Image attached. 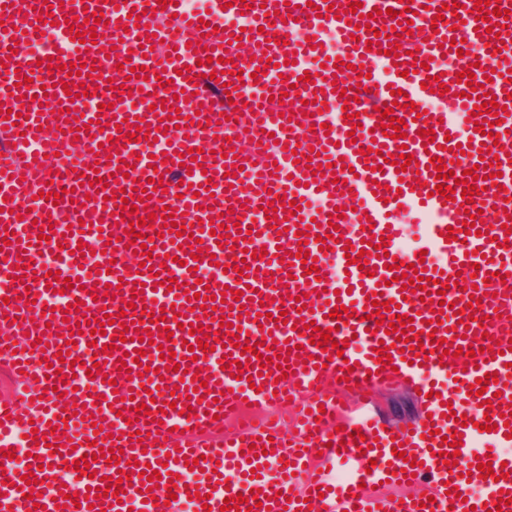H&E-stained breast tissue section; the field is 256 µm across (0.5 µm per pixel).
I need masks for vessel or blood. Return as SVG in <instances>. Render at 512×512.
<instances>
[{"mask_svg": "<svg viewBox=\"0 0 512 512\" xmlns=\"http://www.w3.org/2000/svg\"><path fill=\"white\" fill-rule=\"evenodd\" d=\"M474 2L361 0L354 14L345 0H206L195 11L183 0H0V364L25 385L0 401V512H176L170 496L192 494L211 512L238 496L258 500L251 512H512V344L481 341L512 322V0L484 22ZM382 27L388 36H376ZM72 30L73 52L21 57L42 33ZM112 33L131 56L104 51ZM281 92L291 106L272 109ZM488 94L501 112L472 116ZM83 95L98 107L62 140L61 115ZM385 103L405 137L384 134ZM404 151L410 166L390 164ZM441 170L476 195L435 194ZM404 207L433 217L411 251L400 247ZM329 234L333 248L320 249ZM48 251L61 273L89 267L61 306L44 301ZM357 254L364 265L349 263ZM392 255L424 289L394 280ZM216 263L227 273L198 284ZM204 292L223 303L203 306ZM390 299L399 309L386 323L411 317L420 350L376 323L374 301ZM338 304L346 323L331 317ZM319 328L332 329L334 348L313 344ZM35 335L46 341L38 352ZM491 374L484 395L469 393ZM394 382L424 393L418 423L325 429L337 392L361 399ZM287 401L289 436L265 418L215 435L246 408ZM19 430L37 453L26 468L9 458ZM316 457L345 458L347 480ZM149 469L168 476L150 485ZM71 470L80 479L64 484ZM400 470L428 482L429 503L369 494Z\"/></svg>", "mask_w": 512, "mask_h": 512, "instance_id": "obj_1", "label": "vessel or blood"}]
</instances>
